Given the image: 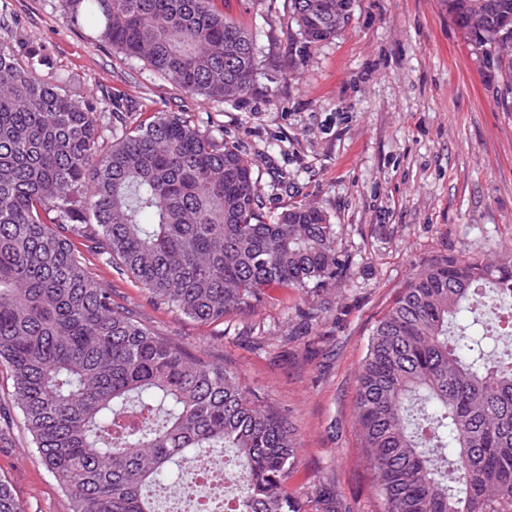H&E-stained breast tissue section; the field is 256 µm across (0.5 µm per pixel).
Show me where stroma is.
Returning <instances> with one entry per match:
<instances>
[{"label":"stroma","instance_id":"stroma-1","mask_svg":"<svg viewBox=\"0 0 512 512\" xmlns=\"http://www.w3.org/2000/svg\"><path fill=\"white\" fill-rule=\"evenodd\" d=\"M250 27L259 73L242 99L184 95L143 62L116 54L73 22L60 0H7L0 41L17 55L46 48L78 98L194 114L251 158L265 212L293 203L327 211L347 271L313 297L322 324L298 335L297 291L269 288L254 312L204 324L153 304L134 279L85 258L154 333L224 365L261 402L290 411L298 465L290 494L319 512H378L354 420L356 374L376 321L426 261L486 243L512 249V80L488 70L446 0H354L347 29L288 70L285 0H217ZM0 478L26 512H70L42 464L0 368Z\"/></svg>","mask_w":512,"mask_h":512}]
</instances>
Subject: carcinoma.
Segmentation results:
<instances>
[{
    "mask_svg": "<svg viewBox=\"0 0 512 512\" xmlns=\"http://www.w3.org/2000/svg\"><path fill=\"white\" fill-rule=\"evenodd\" d=\"M95 38L187 96L233 101L259 69L256 39L216 0H60ZM354 0H288L301 40L288 69L348 24ZM479 50L512 31V0H448ZM44 49L0 42V367L40 459L71 512H155L156 491L212 448L247 478L224 512H307L287 493L289 411L260 404L224 366L157 336L95 280L74 244L203 323L269 298L336 285L346 262L328 213L295 203L271 217L253 164L189 112L136 122L42 78ZM111 145H105L104 118ZM512 255L429 260L376 322L356 377L360 448L382 512H512V357L505 330ZM324 308H298L302 329ZM0 512H24L0 479Z\"/></svg>",
    "mask_w": 512,
    "mask_h": 512,
    "instance_id": "obj_1",
    "label": "carcinoma"
}]
</instances>
